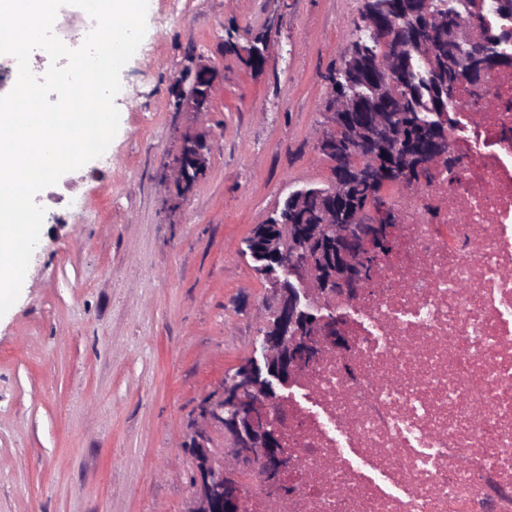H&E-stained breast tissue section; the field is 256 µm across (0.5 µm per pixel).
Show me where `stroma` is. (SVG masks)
<instances>
[{
    "label": "stroma",
    "mask_w": 512,
    "mask_h": 512,
    "mask_svg": "<svg viewBox=\"0 0 512 512\" xmlns=\"http://www.w3.org/2000/svg\"><path fill=\"white\" fill-rule=\"evenodd\" d=\"M165 2L121 71L108 169L67 173L89 205L43 225L0 317V512H189L201 410L277 305L244 240L332 179L316 144L364 0H182L174 23ZM261 33L257 71L244 48ZM203 64L209 111H176L171 83ZM188 134L210 152L181 198L166 180Z\"/></svg>",
    "instance_id": "obj_1"
}]
</instances>
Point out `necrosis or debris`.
Listing matches in <instances>:
<instances>
[{
  "label": "necrosis or debris",
  "mask_w": 512,
  "mask_h": 512,
  "mask_svg": "<svg viewBox=\"0 0 512 512\" xmlns=\"http://www.w3.org/2000/svg\"><path fill=\"white\" fill-rule=\"evenodd\" d=\"M452 4L473 38L512 29L496 0ZM453 107L452 165L417 197L386 190L400 246L333 303L351 354L270 411L291 493L250 467L244 512H512V69L460 82Z\"/></svg>",
  "instance_id": "1"
}]
</instances>
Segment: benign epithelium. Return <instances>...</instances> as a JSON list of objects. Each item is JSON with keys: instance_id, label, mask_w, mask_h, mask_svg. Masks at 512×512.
<instances>
[{"instance_id": "obj_1", "label": "benign epithelium", "mask_w": 512, "mask_h": 512, "mask_svg": "<svg viewBox=\"0 0 512 512\" xmlns=\"http://www.w3.org/2000/svg\"><path fill=\"white\" fill-rule=\"evenodd\" d=\"M425 31L428 37L419 39L421 50L430 55L434 40L447 41L456 58L455 71L475 84L495 70L512 66V55L502 51L499 45L468 41L460 28L449 25L441 15L426 14ZM401 49L400 42L387 37L377 59L380 75L371 96L362 100L348 96L332 99L330 111L325 113L326 129L317 141L316 151L334 161L338 175L325 192L304 189L294 193L289 220L262 243L263 254L276 266L269 282L277 294L278 306L263 334L260 357L254 356L239 365L224 381L222 398L203 409L202 422L223 424L224 435L232 440L233 448L217 466L212 464L204 446L195 449L200 479L192 512H244L240 475L241 467L247 464L258 465L266 481L276 486L278 477L294 465L287 450L282 448L281 427L268 421L269 410L276 400V387H284L302 374L320 358L324 347L340 352L350 348L338 320L323 314V310L327 309L328 298L352 297L365 283L360 259L381 236L382 224L360 220L358 211L349 214L347 223H337L336 205L351 186L348 174L343 172L345 147L356 145L358 167L371 171L378 165L376 153L367 146L372 142L386 143L385 133L390 124L384 92ZM217 77V71L206 66L188 72L192 84L205 83V95L201 97L190 94L183 82L172 83L169 96L175 110L209 111L210 91ZM356 108L369 110L370 123L347 128L343 140L337 131L343 126L344 113ZM208 153L209 145L204 138L184 137L169 178V185L179 195H188L206 171ZM444 159L442 146L434 144L420 157L416 170L430 168ZM328 227L335 230V235L327 249L324 231Z\"/></svg>"}]
</instances>
